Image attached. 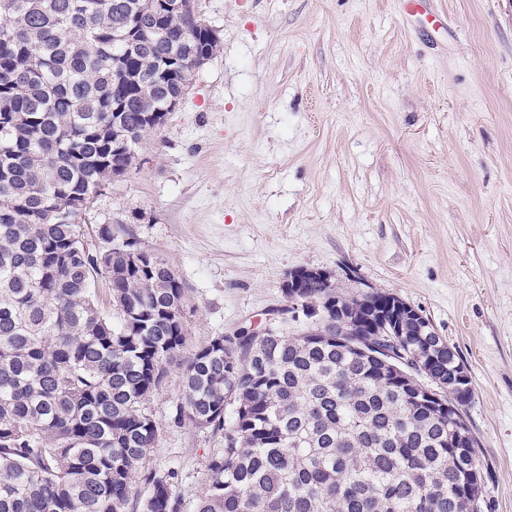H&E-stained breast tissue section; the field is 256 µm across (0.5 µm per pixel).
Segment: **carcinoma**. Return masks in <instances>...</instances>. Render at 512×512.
I'll list each match as a JSON object with an SVG mask.
<instances>
[{
	"mask_svg": "<svg viewBox=\"0 0 512 512\" xmlns=\"http://www.w3.org/2000/svg\"><path fill=\"white\" fill-rule=\"evenodd\" d=\"M212 32L160 0H0V512H481L458 353L405 322L394 347L437 393L409 386L341 335V311L388 293L322 282L281 289L302 319L183 359L173 423L224 440L203 492L188 503L179 470L150 466L146 402L186 347L187 291L124 219L89 247L81 206L125 177Z\"/></svg>",
	"mask_w": 512,
	"mask_h": 512,
	"instance_id": "cac0c4a2",
	"label": "carcinoma"
}]
</instances>
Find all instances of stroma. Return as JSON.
I'll return each instance as SVG.
<instances>
[{
    "instance_id": "stroma-1",
    "label": "stroma",
    "mask_w": 512,
    "mask_h": 512,
    "mask_svg": "<svg viewBox=\"0 0 512 512\" xmlns=\"http://www.w3.org/2000/svg\"><path fill=\"white\" fill-rule=\"evenodd\" d=\"M221 47L144 161L86 216L128 219L189 296L187 343L264 325L287 273L393 293L460 355L488 512H512V0H434L450 32L409 30L399 0H196ZM180 360L148 407L152 466L204 489L222 438L170 420Z\"/></svg>"
}]
</instances>
